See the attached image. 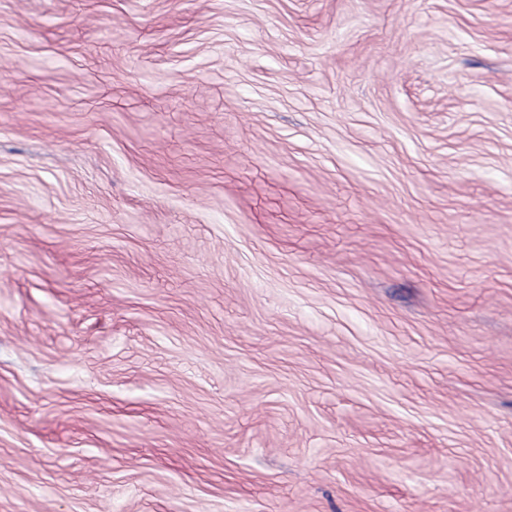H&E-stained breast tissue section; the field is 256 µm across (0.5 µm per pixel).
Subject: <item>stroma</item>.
Returning a JSON list of instances; mask_svg holds the SVG:
<instances>
[{
  "label": "stroma",
  "instance_id": "1",
  "mask_svg": "<svg viewBox=\"0 0 512 512\" xmlns=\"http://www.w3.org/2000/svg\"><path fill=\"white\" fill-rule=\"evenodd\" d=\"M0 512H512V0H0Z\"/></svg>",
  "mask_w": 512,
  "mask_h": 512
}]
</instances>
